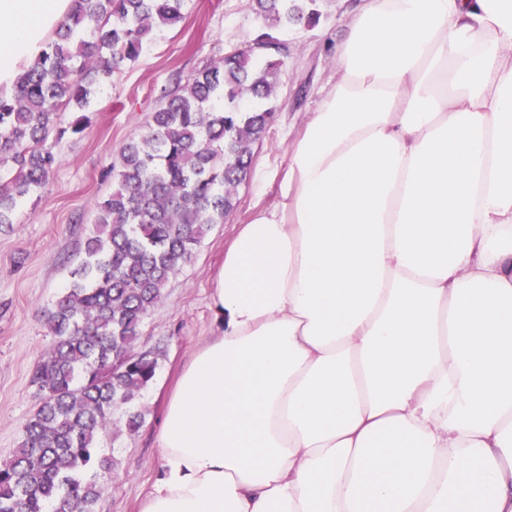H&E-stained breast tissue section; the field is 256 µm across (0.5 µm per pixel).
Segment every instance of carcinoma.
Masks as SVG:
<instances>
[{"instance_id": "obj_1", "label": "carcinoma", "mask_w": 512, "mask_h": 512, "mask_svg": "<svg viewBox=\"0 0 512 512\" xmlns=\"http://www.w3.org/2000/svg\"><path fill=\"white\" fill-rule=\"evenodd\" d=\"M254 2L255 49L176 83L111 167L112 192L97 202L71 281L45 313L52 340L32 376L38 408L14 455L0 461V512H94L99 475L118 466L98 448L99 433L132 434L144 422L138 400L159 366L158 354L140 345L145 319L250 174L288 57L276 31L320 19L316 0ZM183 3L72 0L13 94H0V168H17L0 185V225L14 223L21 200L47 187L59 163L49 135L84 130L81 115L60 127L61 113L83 108L114 70L138 59L155 29L181 18Z\"/></svg>"}]
</instances>
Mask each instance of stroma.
Returning a JSON list of instances; mask_svg holds the SVG:
<instances>
[{"mask_svg":"<svg viewBox=\"0 0 512 512\" xmlns=\"http://www.w3.org/2000/svg\"><path fill=\"white\" fill-rule=\"evenodd\" d=\"M349 2L317 0L318 24L283 32L291 54L270 102L273 121L252 147L254 168L265 169L269 178L262 185L251 178L238 187L233 209L171 277L162 304L147 316L143 345L158 352L159 369L139 400L142 427L103 442L118 466L105 475L94 512H139L155 482L165 397L193 350L216 330L210 293L224 250L256 207L277 202L276 174L288 162V134L317 108L320 87L336 74L335 47L345 33ZM258 25L253 0H185L182 20L157 32L136 62L115 70L96 90L83 110L86 130L49 138L59 165L48 186L23 199L13 223L0 226V460L13 456L21 426L36 410L31 376L51 342L42 315L70 279L93 229L96 203L112 190L111 165L144 130L163 90L247 46Z\"/></svg>","mask_w":512,"mask_h":512,"instance_id":"1","label":"stroma"}]
</instances>
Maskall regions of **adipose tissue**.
<instances>
[{"instance_id":"1","label":"adipose tissue","mask_w":512,"mask_h":512,"mask_svg":"<svg viewBox=\"0 0 512 512\" xmlns=\"http://www.w3.org/2000/svg\"><path fill=\"white\" fill-rule=\"evenodd\" d=\"M71 0H0V93ZM140 512H512V0H355Z\"/></svg>"}]
</instances>
